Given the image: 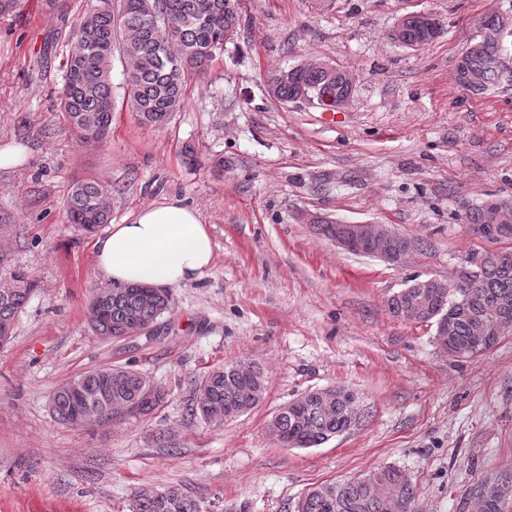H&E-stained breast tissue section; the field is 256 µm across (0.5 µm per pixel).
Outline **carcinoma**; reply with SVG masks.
Masks as SVG:
<instances>
[{
	"label": "carcinoma",
	"mask_w": 512,
	"mask_h": 512,
	"mask_svg": "<svg viewBox=\"0 0 512 512\" xmlns=\"http://www.w3.org/2000/svg\"><path fill=\"white\" fill-rule=\"evenodd\" d=\"M241 25L237 0H101L100 6L85 13L68 40L64 63L60 111L67 129L83 144H100L111 132L114 102L112 67L114 58L125 60L127 79L124 99L140 123L166 124L185 103L189 75L208 68L224 44L237 37ZM441 29L428 34L411 23L399 29L397 40L408 48H418L439 36ZM483 42L481 56L474 63L483 67V92L498 83L502 72L494 66L501 54V43L477 34ZM268 72L274 79L272 95L282 102H294L309 95L323 106L334 107L343 94L336 85V67L309 70L300 65ZM107 188L96 180H80L72 185L63 206L69 223L84 234H91L110 223L112 207ZM468 224L490 223L486 203L464 206ZM499 247L485 252L481 285L474 293H452L428 278H415L392 295L389 312L408 318L411 307L421 305L424 320L448 325L445 349L454 358H474L472 336L482 319L505 322L512 330V226L490 232ZM0 347L12 336L13 324L36 290L35 281L23 270L10 267L8 242L0 234ZM170 310L168 294L150 300L141 289L128 286L119 293L110 289L93 291L88 305L89 323L100 336L123 340L128 333L152 326ZM226 363L206 373L195 384L187 415L220 427L256 407L264 398L267 376L255 362L251 372L239 375ZM149 381L128 366L104 367L77 376L53 393L55 417L64 424H75L86 411L97 415V422L114 420L112 405L123 402L126 418H141L163 405L166 395L148 398ZM302 410L285 406L276 414V425L286 445L316 448L347 431L349 402H323L303 394ZM512 491V467L497 471L470 484L461 495L458 512L472 494L486 492L495 502L486 512H512V501L503 506L497 491ZM416 497L415 486L400 470L388 467L373 478L357 477L343 482L321 484L304 493L298 504L301 512H406V504ZM128 512H201L196 499L180 489L168 487L152 496L141 489L129 499Z\"/></svg>",
	"instance_id": "cac0c4a2"
}]
</instances>
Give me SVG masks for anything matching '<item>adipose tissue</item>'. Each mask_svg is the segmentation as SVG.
<instances>
[{"label": "adipose tissue", "instance_id": "obj_1", "mask_svg": "<svg viewBox=\"0 0 512 512\" xmlns=\"http://www.w3.org/2000/svg\"><path fill=\"white\" fill-rule=\"evenodd\" d=\"M96 263L112 285L178 286L212 264L214 242L199 211L174 198L111 225L95 243Z\"/></svg>", "mask_w": 512, "mask_h": 512}]
</instances>
